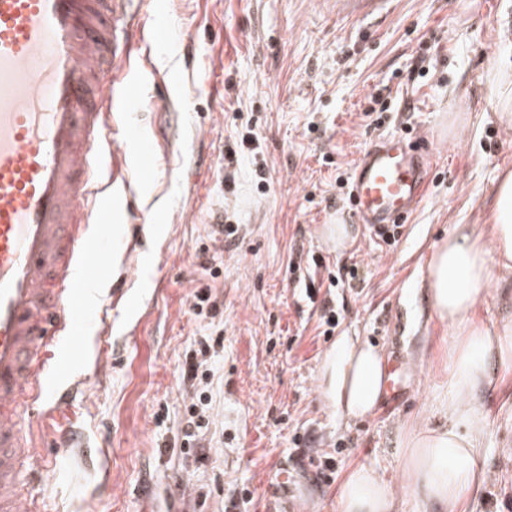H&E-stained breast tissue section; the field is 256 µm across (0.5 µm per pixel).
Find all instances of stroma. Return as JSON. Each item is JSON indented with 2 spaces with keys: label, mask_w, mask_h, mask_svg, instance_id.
I'll return each instance as SVG.
<instances>
[{
  "label": "stroma",
  "mask_w": 512,
  "mask_h": 512,
  "mask_svg": "<svg viewBox=\"0 0 512 512\" xmlns=\"http://www.w3.org/2000/svg\"><path fill=\"white\" fill-rule=\"evenodd\" d=\"M159 2L169 27L145 30L141 97L126 111L156 137L155 159L134 209L112 200L111 222L90 239L114 258L82 330L105 367H86L73 402L33 417L44 467L26 492L36 512H153L159 490L175 512H339L338 482L322 481L292 444L307 431L338 476L362 465L401 487L400 426L440 425L448 395L454 332L428 303L430 249L455 225L486 223L512 168V130L493 115L500 89L486 69L491 58L512 61V0H388L366 15L341 0ZM418 55L423 73L408 78ZM376 98L391 111L370 129L364 112ZM454 112L465 122L452 130ZM246 133L253 152L228 161ZM390 135L427 151L426 193L393 244L358 224L350 249L336 251L319 230L345 207L359 154ZM224 222L246 230L219 246L212 231ZM129 246L133 269L120 259ZM295 248L357 270L354 287L334 291V336H319L317 312L300 299L288 269ZM208 254L223 261L219 278L201 267ZM205 286L223 306L224 349L213 448L197 463L179 451L181 368L209 325L193 308ZM343 334L406 364L398 405L346 421L323 403L321 363ZM482 405L481 484L468 508L496 512L487 492L512 480V373ZM244 486L252 504L229 508Z\"/></svg>",
  "instance_id": "1"
}]
</instances>
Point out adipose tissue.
<instances>
[{"label":"adipose tissue","mask_w":512,"mask_h":512,"mask_svg":"<svg viewBox=\"0 0 512 512\" xmlns=\"http://www.w3.org/2000/svg\"><path fill=\"white\" fill-rule=\"evenodd\" d=\"M512 273V170L499 176L488 223L458 225L435 244L425 281L431 309L454 330L448 350L449 399L443 422L409 423L402 434L405 484L422 512H460L480 483L478 457L486 432L479 393L492 370L512 369V315L476 316L491 283ZM384 358L360 338L342 336L324 358L320 393L344 419L372 414L386 387ZM339 512H400L397 492L375 470L351 467L337 494Z\"/></svg>","instance_id":"obj_1"}]
</instances>
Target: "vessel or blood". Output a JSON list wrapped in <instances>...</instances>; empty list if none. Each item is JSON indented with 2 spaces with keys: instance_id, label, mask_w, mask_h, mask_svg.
<instances>
[{
  "instance_id": "obj_1",
  "label": "vessel or blood",
  "mask_w": 512,
  "mask_h": 512,
  "mask_svg": "<svg viewBox=\"0 0 512 512\" xmlns=\"http://www.w3.org/2000/svg\"><path fill=\"white\" fill-rule=\"evenodd\" d=\"M134 0H0V512H33L22 492L40 465L26 420L55 395L58 360L82 362L84 285L106 272L88 228L106 221L99 162L134 196L122 146L150 163L155 144L115 114L132 101L140 56ZM428 171L418 147L382 138L358 158L349 214L375 232L404 223Z\"/></svg>"
}]
</instances>
